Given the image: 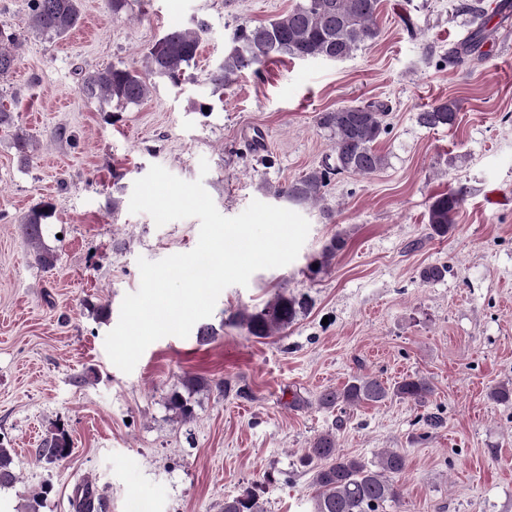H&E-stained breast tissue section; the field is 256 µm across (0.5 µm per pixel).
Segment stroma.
<instances>
[{"instance_id": "35a3bbf8", "label": "stroma", "mask_w": 512, "mask_h": 512, "mask_svg": "<svg viewBox=\"0 0 512 512\" xmlns=\"http://www.w3.org/2000/svg\"><path fill=\"white\" fill-rule=\"evenodd\" d=\"M295 2L129 0L116 12L112 0H82L79 26L55 38L31 30L30 0H0V25L19 40L0 102L34 145L20 162L0 128V443L17 476L0 488V512L35 496L39 512H76L86 483L105 512H221L247 489L266 512H309L312 475L298 460L328 431L348 455H405L388 512H512V399L492 397L512 385V13L482 0L492 36L482 59L457 68L443 55L468 32L462 0H381L378 38L351 57H288L215 87L209 73L233 27ZM200 20L209 31L179 87L152 79L149 97L127 106L82 91L88 72L140 66L165 30ZM372 101L390 108L377 144L388 167L331 176L323 202L298 209L310 230L295 261L227 287L188 337L161 338L131 373L118 369L104 342L140 286L138 258L191 251L200 228L130 213L134 182L157 164L202 180L224 216L275 204L268 186L332 152L319 113ZM444 101L456 103V125L422 127L419 113ZM451 190L463 198L454 228L427 238L428 205ZM46 202L44 240L57 252L48 272L23 226ZM339 232L345 249L322 261ZM442 263L443 279H421ZM278 293L308 300L287 331L259 339L231 326ZM95 304L108 305L107 319ZM206 327L216 334L204 340ZM411 374L433 386L424 405L395 397L343 413L317 403L355 375L391 385ZM188 375L211 387L184 423L164 397ZM429 414L442 427L427 428ZM57 425L72 453L49 463L36 448Z\"/></svg>"}]
</instances>
